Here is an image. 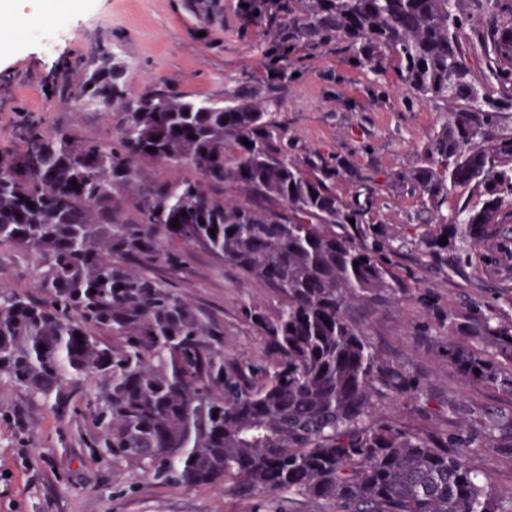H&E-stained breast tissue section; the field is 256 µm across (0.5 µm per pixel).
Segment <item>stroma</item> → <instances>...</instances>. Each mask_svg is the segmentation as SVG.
I'll use <instances>...</instances> for the list:
<instances>
[{"instance_id":"stroma-1","label":"stroma","mask_w":512,"mask_h":512,"mask_svg":"<svg viewBox=\"0 0 512 512\" xmlns=\"http://www.w3.org/2000/svg\"><path fill=\"white\" fill-rule=\"evenodd\" d=\"M233 0H47L32 37L35 18L12 12L0 0V16L11 19L13 46L0 51V143L15 142L31 121L46 130L70 129L78 138H111L122 115L115 106L95 104L72 110L50 85L76 84L83 67L103 47H111L126 67L129 94L143 92L152 79L167 80L186 97L223 98L246 86L272 99L273 120L286 131L288 151L303 159L335 154L374 178L385 233L400 242L392 270L402 281L398 303L379 308L366 326L373 346L395 368L428 379L426 397L404 404L388 400L378 416H396L400 425L444 433L462 418L484 423L512 417V395L500 388L472 385L449 367L438 337L420 335L423 324L438 325L469 299L490 300L512 288V268L435 271L416 245L409 227L419 208L414 187L395 173L418 165L427 139L439 130L446 106L439 101L406 107L396 64L385 61L380 76L354 66L340 46L303 51L300 76L282 86L271 80L258 45L263 36L235 31ZM64 28H56L57 16ZM186 168L153 161L139 163L133 182L114 205L136 218L137 193L158 181L181 179ZM182 266H153L161 279L202 315L224 329V352L242 361L263 358V338L243 308L257 304L274 311L277 299L262 282L208 250L186 246ZM45 257L21 248L0 249V287L39 293ZM99 431L90 415H62L29 394L0 382V512H266L267 496L241 500L209 486L174 489L155 482L138 465L101 461L91 445ZM471 465L499 489L512 488V450L482 448Z\"/></svg>"}]
</instances>
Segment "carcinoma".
<instances>
[{
	"label": "carcinoma",
	"instance_id": "1",
	"mask_svg": "<svg viewBox=\"0 0 512 512\" xmlns=\"http://www.w3.org/2000/svg\"><path fill=\"white\" fill-rule=\"evenodd\" d=\"M235 17L240 34H265L261 55L281 85L300 50L340 44L373 74L395 60L408 102L445 103L425 160L395 175L418 191L422 256L475 269L512 260V0H236ZM68 98L117 103L122 119L109 140L31 123L17 148H0V247L48 262L39 298L0 288V380L61 414L89 410L98 457L173 488L270 495L274 512H293L295 496L336 512H512V488L468 463L493 437L466 422L438 435L376 417L379 399L419 400L428 381L390 366L366 337L401 285L373 191L336 193L342 181L364 186L355 169L334 155L290 157L272 101L244 90L230 102L190 98L156 78L131 96L107 50ZM146 160L194 174L145 188L127 224L112 202ZM175 242L274 292L275 314L245 308L271 364L224 356L223 331L149 267L128 266H179ZM445 357L466 381L512 392V320L499 301L448 312ZM91 382L83 408L75 398Z\"/></svg>",
	"mask_w": 512,
	"mask_h": 512
}]
</instances>
